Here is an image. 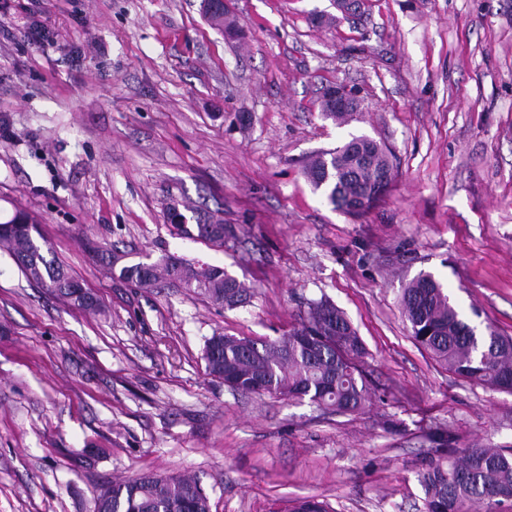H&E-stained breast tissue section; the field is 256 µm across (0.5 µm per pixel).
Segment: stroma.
Returning <instances> with one entry per match:
<instances>
[{
	"label": "stroma",
	"mask_w": 512,
	"mask_h": 512,
	"mask_svg": "<svg viewBox=\"0 0 512 512\" xmlns=\"http://www.w3.org/2000/svg\"><path fill=\"white\" fill-rule=\"evenodd\" d=\"M230 42L202 0H0V222L16 211L106 308L29 282L0 252V512H91L100 489L189 475L211 512H424L422 433L512 446V393L419 349L399 303L431 274L478 328L512 336V0H229ZM51 38L28 43L25 24ZM359 93L323 118L326 85ZM366 136L394 180L354 219L304 178ZM224 221V244L175 235ZM223 267L227 309L179 285L110 276L96 247ZM326 299L362 338L375 393L339 415L212 378L216 334L273 340Z\"/></svg>",
	"instance_id": "stroma-1"
}]
</instances>
